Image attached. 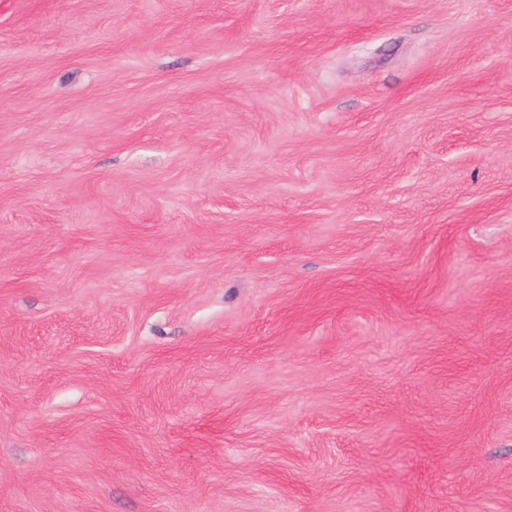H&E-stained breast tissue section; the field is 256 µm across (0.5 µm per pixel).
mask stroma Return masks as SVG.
I'll list each match as a JSON object with an SVG mask.
<instances>
[{
  "instance_id": "stroma-1",
  "label": "stroma",
  "mask_w": 512,
  "mask_h": 512,
  "mask_svg": "<svg viewBox=\"0 0 512 512\" xmlns=\"http://www.w3.org/2000/svg\"><path fill=\"white\" fill-rule=\"evenodd\" d=\"M0 512H512V0H0Z\"/></svg>"
}]
</instances>
